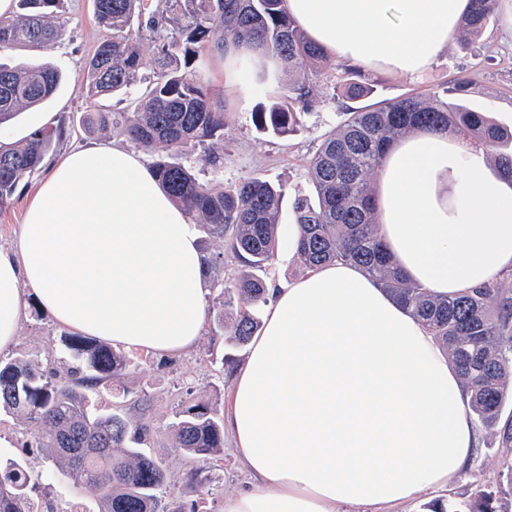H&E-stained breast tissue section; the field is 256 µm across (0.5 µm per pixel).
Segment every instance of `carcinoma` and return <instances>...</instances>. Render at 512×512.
<instances>
[{
    "label": "carcinoma",
    "instance_id": "obj_1",
    "mask_svg": "<svg viewBox=\"0 0 512 512\" xmlns=\"http://www.w3.org/2000/svg\"><path fill=\"white\" fill-rule=\"evenodd\" d=\"M62 0H17L16 10L0 16V48L51 49L65 34ZM94 0L103 37L86 63L80 94L91 106L121 97L139 78L144 40L154 43L156 77L125 111L84 112L87 130L117 126L129 142L154 151L153 169L172 200L194 224L224 242L244 268L210 281L218 301L217 324L229 330V342L244 346L260 330V310L270 301L262 273L279 247L277 224L284 188L261 177L215 185L187 163L188 150L208 149L224 140L226 105L206 81L189 69L198 52H222L229 44L265 52L288 74L277 97L257 103L252 112L262 133L287 136L318 97L311 73L329 58L288 16L285 0ZM461 32L477 36L494 12L496 0H472ZM346 99L362 101L375 85L359 68L344 67ZM61 72L53 65L0 64V125L26 108L45 104L58 90ZM469 85L456 83L443 95L408 96L351 107L327 133L308 166L316 200L295 202L299 260L307 270L342 262L359 267L412 315L449 352L470 394L478 424L512 448V416L502 418L512 400V291L494 279L454 297H435L407 280L378 237L372 177L384 152L415 128L454 130L485 146L494 166L512 178V151L500 150L512 132L486 113L466 106ZM60 132L34 131L16 144L0 143V205L13 198L20 183L40 170ZM62 373L45 369L28 354L0 358V411L28 426L29 444L44 449L58 473L90 491L98 512H170L162 462L138 450L151 435V401H131L139 418L102 411L89 394L115 378L134 373L138 363L123 350L64 335ZM174 448L195 459L224 454V423L212 410L182 407L170 426ZM30 484L15 459L0 462V512H31ZM434 512H497L494 498L475 505L439 504Z\"/></svg>",
    "mask_w": 512,
    "mask_h": 512
}]
</instances>
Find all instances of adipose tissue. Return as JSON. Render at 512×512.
<instances>
[{
	"label": "adipose tissue",
	"instance_id": "ef3b65f1",
	"mask_svg": "<svg viewBox=\"0 0 512 512\" xmlns=\"http://www.w3.org/2000/svg\"><path fill=\"white\" fill-rule=\"evenodd\" d=\"M470 0H286L336 61L418 76L457 36ZM224 84L276 89L278 66L231 46ZM394 264L432 295L512 276V181L484 148L420 128L374 178ZM198 230L132 151L79 146L47 169L13 243L0 247V352L29 302L83 336L156 356L196 348L207 317ZM262 329L237 370L225 427L254 487L224 512L381 508L448 487L479 444L460 374L427 328L355 266L269 284Z\"/></svg>",
	"mask_w": 512,
	"mask_h": 512
}]
</instances>
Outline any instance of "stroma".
I'll use <instances>...</instances> for the list:
<instances>
[{
    "mask_svg": "<svg viewBox=\"0 0 512 512\" xmlns=\"http://www.w3.org/2000/svg\"><path fill=\"white\" fill-rule=\"evenodd\" d=\"M66 34L54 48L0 49V63L39 64L48 62L63 74V83L55 96L44 104V111L53 113L63 123V135L55 145L54 156L66 150L98 142L128 147V140L116 130L86 133L74 126L89 103L79 94L84 82V64L103 35L95 15L93 0H63ZM191 67L210 85L215 98L227 103L224 141L217 150L224 156L222 181L230 183L261 177L282 184L285 197L280 223L295 221L294 201L297 197H313L308 178V163L325 133L338 126L342 119L344 99L340 93L343 70L320 75L319 96L312 109L303 116L298 131L286 138L260 133L253 125L252 97H231L224 90V77L216 54L202 52L191 61ZM366 81L376 86L379 99H401L411 95L427 97L442 91L448 84L468 82V105L491 114L503 123L512 122V34L501 27L499 16H492L475 38L468 42L453 40L447 52L430 71L419 77L366 74ZM39 182L31 177L20 183L13 199L0 207V245L8 246L23 219L24 208ZM65 333L37 305H30L23 320L15 352H26L39 359L59 353ZM247 350L232 347L223 328L207 320L205 332L197 347L186 355L166 358L141 354L139 369L125 377L122 388L134 394L148 395L153 402V431L143 451L162 459L169 475L165 500L169 507L194 506L195 512H224V502L238 491L250 487L252 478L242 466L232 438L224 440L223 456L203 463L175 451L169 439V426L176 410L183 405L203 404L218 416L227 413V401L235 378V366L245 359ZM232 355L235 364L222 368L223 355ZM0 435L7 437L9 447H0L1 458H18L24 463L36 491L32 495L33 512H95L94 498L74 486L64 476H50L51 463L36 448L27 447L24 425L9 414H0ZM200 473L206 484L202 491L190 492L192 473ZM496 497L499 512H512V448L502 447L498 439L481 433L480 446L466 468L448 490L425 491L413 500L391 508L390 512H430L438 500L450 497L473 500L480 494Z\"/></svg>",
    "mask_w": 512,
    "mask_h": 512,
    "instance_id": "35a3bbf8",
    "label": "stroma"
}]
</instances>
